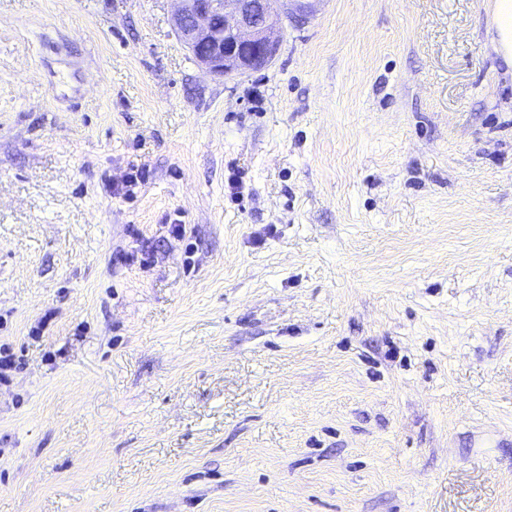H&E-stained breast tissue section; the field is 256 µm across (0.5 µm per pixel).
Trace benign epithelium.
<instances>
[{
    "instance_id": "1",
    "label": "benign epithelium",
    "mask_w": 512,
    "mask_h": 512,
    "mask_svg": "<svg viewBox=\"0 0 512 512\" xmlns=\"http://www.w3.org/2000/svg\"><path fill=\"white\" fill-rule=\"evenodd\" d=\"M173 26L205 72L224 79L268 68L288 24L316 0H176Z\"/></svg>"
}]
</instances>
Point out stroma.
Returning a JSON list of instances; mask_svg holds the SVG:
<instances>
[{"instance_id": "obj_1", "label": "stroma", "mask_w": 512, "mask_h": 512, "mask_svg": "<svg viewBox=\"0 0 512 512\" xmlns=\"http://www.w3.org/2000/svg\"><path fill=\"white\" fill-rule=\"evenodd\" d=\"M173 8L0 0V512H512L496 0ZM317 1L176 0L173 26L202 70L229 79L268 68L288 21L304 22Z\"/></svg>"}]
</instances>
